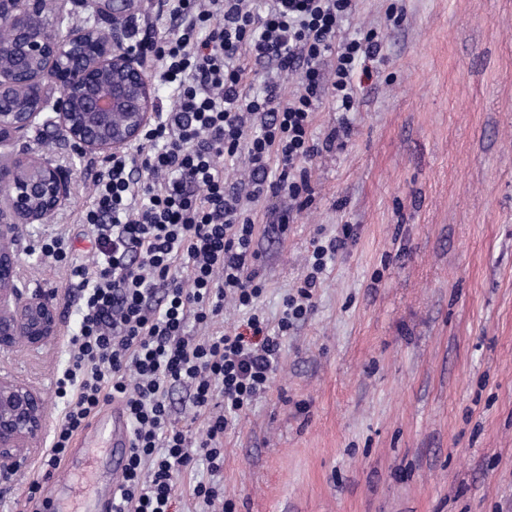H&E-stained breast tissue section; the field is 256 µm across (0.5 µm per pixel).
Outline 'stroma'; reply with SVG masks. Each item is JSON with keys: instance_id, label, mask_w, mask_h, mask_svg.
Masks as SVG:
<instances>
[{"instance_id": "1", "label": "stroma", "mask_w": 512, "mask_h": 512, "mask_svg": "<svg viewBox=\"0 0 512 512\" xmlns=\"http://www.w3.org/2000/svg\"><path fill=\"white\" fill-rule=\"evenodd\" d=\"M404 7L395 23L391 5ZM377 32L381 58L351 111L324 100L306 208L271 198L285 238L259 237V306L277 322L316 238L352 235L330 257L311 316L289 330L269 389L227 430L214 512H512V0H354L346 36ZM29 151L72 174L71 193L14 241L18 276L47 294L58 331L0 351V375L65 405L56 382L80 316L70 269L41 248L95 245L78 217L102 162L40 133ZM42 438L0 475V512L42 480Z\"/></svg>"}]
</instances>
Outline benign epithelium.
<instances>
[{"mask_svg":"<svg viewBox=\"0 0 512 512\" xmlns=\"http://www.w3.org/2000/svg\"><path fill=\"white\" fill-rule=\"evenodd\" d=\"M141 0H93V15L110 23L55 36L61 0H0L12 19L0 41V241L24 224L45 223L68 199L71 175L45 155L18 144L39 129L82 156L108 158L136 142L154 111L144 50L127 43L126 23ZM18 256L0 247V348L37 347L57 332L48 298L19 288ZM44 432V402L22 383L0 378V473L21 468L26 449Z\"/></svg>","mask_w":512,"mask_h":512,"instance_id":"7a95c632","label":"benign epithelium"}]
</instances>
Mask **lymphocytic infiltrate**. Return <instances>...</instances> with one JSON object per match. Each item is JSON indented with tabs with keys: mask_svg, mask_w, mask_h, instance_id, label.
I'll use <instances>...</instances> for the list:
<instances>
[{
	"mask_svg": "<svg viewBox=\"0 0 512 512\" xmlns=\"http://www.w3.org/2000/svg\"><path fill=\"white\" fill-rule=\"evenodd\" d=\"M352 0H158L172 34L143 41L154 75L174 87L134 153L111 158L93 177V203L80 214L97 244L71 265L81 321L57 380L66 412L45 461L52 478L76 434L101 406L119 403L130 451L112 512H172L176 480L199 460L224 465V435L267 391L284 337L314 310L328 257L346 235L316 245L277 323L257 302L258 232L282 237L286 218L258 226L256 207L309 193L308 161L344 146L349 130L315 142L325 98L355 103L357 75H369L381 44L375 33L338 39ZM264 68L253 91L252 64ZM297 90L284 94L288 75ZM246 319L233 332L199 339L188 321L208 324L225 301ZM181 385L202 427L196 440L175 427L169 389ZM222 397L223 410L213 400Z\"/></svg>",
	"mask_w": 512,
	"mask_h": 512,
	"instance_id": "obj_1",
	"label": "lymphocytic infiltrate"
}]
</instances>
